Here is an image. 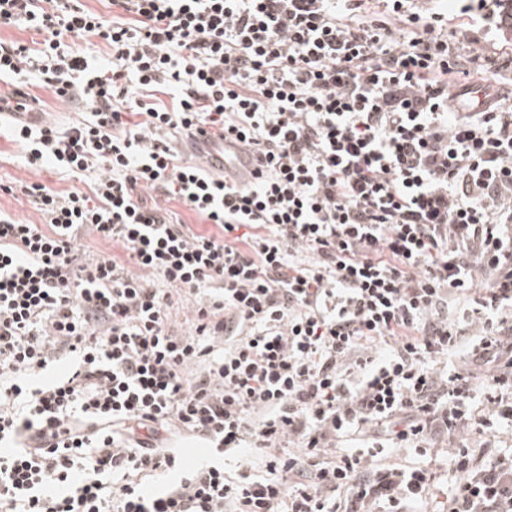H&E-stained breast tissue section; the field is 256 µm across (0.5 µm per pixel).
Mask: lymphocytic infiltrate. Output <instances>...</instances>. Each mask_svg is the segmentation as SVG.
I'll return each instance as SVG.
<instances>
[{"mask_svg": "<svg viewBox=\"0 0 512 512\" xmlns=\"http://www.w3.org/2000/svg\"><path fill=\"white\" fill-rule=\"evenodd\" d=\"M0 0V78L85 108L14 125L38 221L0 212V512H408L428 469L330 455L512 427V103L481 32L504 0ZM92 37L110 65L73 49ZM251 151L241 187L174 139ZM163 192L207 222L172 221ZM125 258L91 253L89 240ZM193 299L189 330L173 314ZM390 346L384 359L371 356ZM466 347L475 393L436 358ZM67 371L44 380L58 362ZM211 444L183 469L164 435ZM264 455L262 474L226 459ZM445 512H512V448L452 446ZM146 478L160 490L143 488ZM144 197L148 205H155V202L161 207H166L173 210L178 214V217L185 223L189 224L192 230L197 231L199 229L208 228L203 220L197 217L192 212L188 211L182 205H179L173 201H167L165 197L161 196L158 192H146Z\"/></svg>", "mask_w": 512, "mask_h": 512, "instance_id": "1", "label": "lymphocytic infiltrate"}]
</instances>
